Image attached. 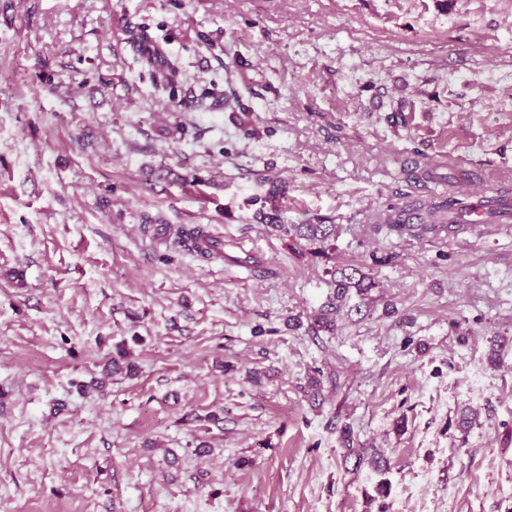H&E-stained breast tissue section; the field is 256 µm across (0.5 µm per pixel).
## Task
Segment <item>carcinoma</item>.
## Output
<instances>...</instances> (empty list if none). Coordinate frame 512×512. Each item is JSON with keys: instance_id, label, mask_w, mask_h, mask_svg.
I'll return each instance as SVG.
<instances>
[{"instance_id": "1", "label": "carcinoma", "mask_w": 512, "mask_h": 512, "mask_svg": "<svg viewBox=\"0 0 512 512\" xmlns=\"http://www.w3.org/2000/svg\"><path fill=\"white\" fill-rule=\"evenodd\" d=\"M472 203L468 198L458 194L448 196V200L440 205L426 207L419 202L405 206H388L383 223L373 225L375 232L382 230L399 237H412L423 239L446 238L465 231L463 225L458 223L459 216L470 209ZM261 221L268 227L279 232L282 237H288L295 242L305 241L311 246L324 247L331 239L336 237V225L325 224L321 220L306 221L300 224H281L276 214L264 213ZM192 243V248L202 257L210 258L223 253V243L213 239L207 231L201 227L195 228L189 233H184L183 243ZM340 277L335 280L336 304L335 309H340V302L344 301L350 289L355 288L364 294L370 288L369 276L358 268L351 270H339ZM124 355L120 354L108 362L103 375L90 382L95 387H103L105 380L120 372L122 368H131V365H122L120 360Z\"/></svg>"}]
</instances>
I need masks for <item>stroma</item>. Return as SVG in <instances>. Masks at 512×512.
I'll return each instance as SVG.
<instances>
[{"mask_svg":"<svg viewBox=\"0 0 512 512\" xmlns=\"http://www.w3.org/2000/svg\"><path fill=\"white\" fill-rule=\"evenodd\" d=\"M479 183L512 0H0V512H512V227L372 229ZM260 218L268 227L279 232L282 237H288L297 243L304 240L310 246H319L317 249H323L324 245L336 237L335 224H323V221L316 219L315 222L306 221L300 224H276L279 222L278 215L259 212ZM183 243L192 241V248L204 258H210L214 255L223 254V243L214 240L202 227H197L193 231L183 232ZM348 269L351 272L348 273ZM336 273H340V277L335 280L337 301H344L350 288H357L358 292L363 295L373 286L371 281L365 283L370 278L358 268L347 267L336 271L334 275ZM357 275L359 276L357 277Z\"/></svg>","mask_w":512,"mask_h":512,"instance_id":"35a3bbf8","label":"stroma"}]
</instances>
